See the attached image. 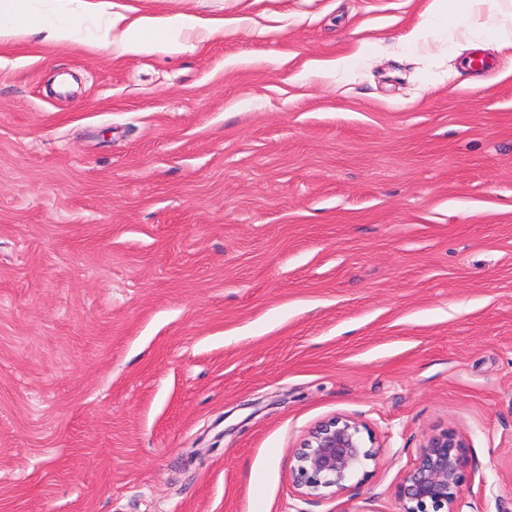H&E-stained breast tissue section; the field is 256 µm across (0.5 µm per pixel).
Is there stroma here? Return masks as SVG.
<instances>
[{
	"label": "stroma",
	"mask_w": 512,
	"mask_h": 512,
	"mask_svg": "<svg viewBox=\"0 0 512 512\" xmlns=\"http://www.w3.org/2000/svg\"><path fill=\"white\" fill-rule=\"evenodd\" d=\"M99 2L226 25L0 45V512H402L446 429L512 512V48L417 50L433 0ZM340 415L377 458L302 498ZM376 455L374 438L365 424L336 416L311 428L295 449L292 483L301 497L335 496Z\"/></svg>",
	"instance_id": "35a3bbf8"
}]
</instances>
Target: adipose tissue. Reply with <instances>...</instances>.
<instances>
[{"label": "adipose tissue", "mask_w": 512, "mask_h": 512, "mask_svg": "<svg viewBox=\"0 0 512 512\" xmlns=\"http://www.w3.org/2000/svg\"><path fill=\"white\" fill-rule=\"evenodd\" d=\"M223 20L204 21L185 16L174 21L164 16H143L127 22L124 15L98 11L93 0H77L75 9L42 6L38 0H0V43L33 36L54 44L79 43L97 49L119 46L121 52L139 51L140 33L160 30L168 33L167 47L178 45L185 30L210 35L223 29ZM121 30L120 42H113V30ZM469 43L484 37L512 46V0H434V13L427 23L412 32L413 44H427L438 31Z\"/></svg>", "instance_id": "ef3b65f1"}]
</instances>
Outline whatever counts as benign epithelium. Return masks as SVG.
I'll return each instance as SVG.
<instances>
[{
    "label": "benign epithelium",
    "instance_id": "1",
    "mask_svg": "<svg viewBox=\"0 0 512 512\" xmlns=\"http://www.w3.org/2000/svg\"><path fill=\"white\" fill-rule=\"evenodd\" d=\"M467 448L453 430L429 437L400 485L403 512H462ZM376 455L365 424L336 416L311 428L295 449L292 483L302 497L334 496Z\"/></svg>",
    "mask_w": 512,
    "mask_h": 512
}]
</instances>
